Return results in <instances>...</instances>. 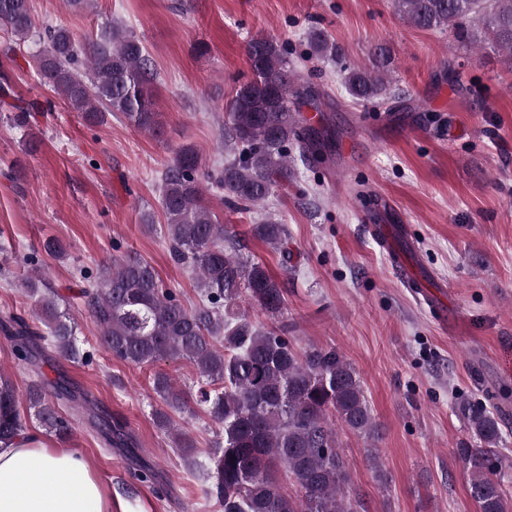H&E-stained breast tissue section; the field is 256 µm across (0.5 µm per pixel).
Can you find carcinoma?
<instances>
[{
  "label": "carcinoma",
  "instance_id": "cac0c4a2",
  "mask_svg": "<svg viewBox=\"0 0 512 512\" xmlns=\"http://www.w3.org/2000/svg\"><path fill=\"white\" fill-rule=\"evenodd\" d=\"M395 13L419 30L446 31L459 47L487 46L512 60V0H393ZM0 27L13 42L0 49L12 60L31 36L39 49L30 57L43 80L73 112L99 123L118 113L148 134L160 130L152 88L157 73L144 43L119 24L105 26L94 38L81 39L64 27H38L31 0H0ZM311 55L334 58L339 52L328 34L308 31ZM252 77L239 84L224 117V167L199 172L200 159L183 145L161 174L160 204L164 234L174 260L193 270L201 302L186 308L177 294L162 286L150 264L112 256L101 275L82 291L100 327V342L112 357L134 365L186 360L199 379L198 405L218 427L207 467L208 493L223 512H358L360 502L348 490V465L340 452L338 429L374 436L376 425L356 369L334 349L311 346L295 350L288 325L259 326L249 309L271 319L283 314L286 284L266 267L243 257L235 236L205 204L201 179L222 193L239 212L263 208L275 188L294 175V164H320L334 148L327 125L306 121L303 107L318 108L328 96L289 59L288 45L265 37L245 46ZM390 50L377 45L370 66L348 70L343 77L352 100L365 106L400 103L408 92L391 80ZM251 235L280 250L284 263L288 230L283 221L264 215ZM33 317L48 330L54 352L68 361H90L81 351L74 318L61 308L62 297L31 281ZM0 325L17 337L14 356L30 371L25 402L46 430L66 438L70 419L56 401H74L63 380L46 382L41 371L42 338L26 319L8 314ZM152 390L163 404L154 411L156 426L171 437L172 449L184 459L194 455L193 438L169 414L189 409L191 391L169 374L157 372ZM476 445L463 444L457 454L471 476L470 492L479 512H512L498 480L503 461L496 452L501 419L493 406L462 402ZM80 416L109 446L133 447L123 423L84 400ZM28 436L11 381L0 375V444ZM284 466L297 487L284 493L275 467Z\"/></svg>",
  "mask_w": 512,
  "mask_h": 512
}]
</instances>
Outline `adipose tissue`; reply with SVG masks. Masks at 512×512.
Returning a JSON list of instances; mask_svg holds the SVG:
<instances>
[{
	"label": "adipose tissue",
	"mask_w": 512,
	"mask_h": 512,
	"mask_svg": "<svg viewBox=\"0 0 512 512\" xmlns=\"http://www.w3.org/2000/svg\"><path fill=\"white\" fill-rule=\"evenodd\" d=\"M0 512H112V499L78 449L34 437L0 446Z\"/></svg>",
	"instance_id": "ef3b65f1"
}]
</instances>
